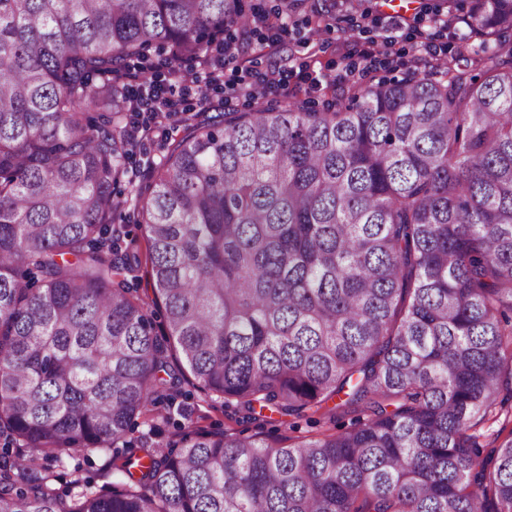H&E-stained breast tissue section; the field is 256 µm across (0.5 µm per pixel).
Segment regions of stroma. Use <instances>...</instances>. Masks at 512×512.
<instances>
[{"mask_svg":"<svg viewBox=\"0 0 512 512\" xmlns=\"http://www.w3.org/2000/svg\"><path fill=\"white\" fill-rule=\"evenodd\" d=\"M441 2L415 0L411 10L398 11L386 7L383 0H300L286 33L279 36L276 51L267 47L269 31L232 29L237 58L225 63L224 80L232 83L251 73L285 66L290 70L288 90L275 92V99L287 94L318 110L323 103L338 102L350 83L365 85L422 71L427 56L424 43L465 60L475 45L467 27L459 24L443 29L427 18L429 8ZM388 35L394 41L386 49L382 40ZM371 50L379 57L370 69H362L360 55ZM152 416L157 430L150 441L160 447L166 446L182 425L217 431L234 424L223 406L207 404L201 393L187 384L158 400ZM110 457L107 451L74 452L61 463L39 460L38 469L54 478L63 491L76 475L100 486L114 480Z\"/></svg>","mask_w":512,"mask_h":512,"instance_id":"1","label":"stroma"}]
</instances>
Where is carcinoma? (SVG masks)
Masks as SVG:
<instances>
[{"label": "carcinoma", "instance_id": "carcinoma-1", "mask_svg": "<svg viewBox=\"0 0 512 512\" xmlns=\"http://www.w3.org/2000/svg\"><path fill=\"white\" fill-rule=\"evenodd\" d=\"M444 2L467 68L187 119L121 192L127 128L156 122L135 64L198 63L259 15L0 0V512H512V432L468 434L512 419V0ZM183 380L329 428L189 425L65 492L19 452L108 450ZM286 420L287 425H277L272 427L271 425H265L264 432L267 435L269 441H276L277 443L287 438L285 445L298 444L305 436H312L325 429L323 423L312 424L306 421V419H293L292 417H283ZM296 421L298 424L297 429H290L288 426L289 422Z\"/></svg>", "mask_w": 512, "mask_h": 512}]
</instances>
